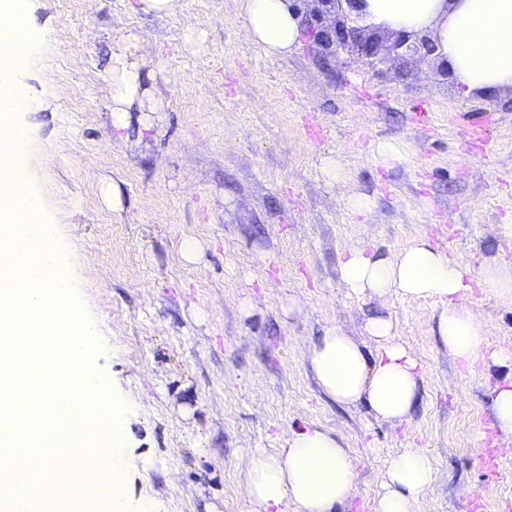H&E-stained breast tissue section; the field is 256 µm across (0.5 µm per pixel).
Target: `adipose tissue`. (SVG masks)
<instances>
[{
	"label": "adipose tissue",
	"mask_w": 512,
	"mask_h": 512,
	"mask_svg": "<svg viewBox=\"0 0 512 512\" xmlns=\"http://www.w3.org/2000/svg\"><path fill=\"white\" fill-rule=\"evenodd\" d=\"M364 9L385 28L434 31L463 94L512 88V0H365ZM239 13L246 36L267 54H288L301 42L300 20L288 0H239ZM146 93L139 64L123 53L113 56V125L127 127ZM340 278L361 299L394 294L434 300L441 307L437 335L458 361L512 368V350L492 348L490 330L470 303L479 287L512 304V266L489 262L476 272L422 237L394 255L351 247ZM365 330L374 351L332 331L313 346L311 368L336 403L361 404L376 418L402 421L418 401L421 366L389 316H369ZM356 478L349 450L336 436L307 425L291 430L276 454L253 452L244 487L256 512H335L354 495ZM433 479L428 455L403 449L386 465L374 512H413Z\"/></svg>",
	"instance_id": "adipose-tissue-1"
}]
</instances>
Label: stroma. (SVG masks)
Returning a JSON list of instances; mask_svg holds the SVG:
<instances>
[{"mask_svg": "<svg viewBox=\"0 0 512 512\" xmlns=\"http://www.w3.org/2000/svg\"><path fill=\"white\" fill-rule=\"evenodd\" d=\"M22 3L40 63L16 77L40 106L15 115L27 140L19 176L55 227L100 346L93 371L130 410L119 431L123 512H255L243 489L250 452L273 453L304 425L355 459V497L337 512L372 505L404 448L422 449L435 470L415 512H466L474 500L512 512V441L495 438L496 476L480 462L507 369L461 364L436 334L434 301L361 300L339 276L351 247L393 255L422 236L476 270L512 264V239L499 234L512 224V89L466 97L426 65L373 71L307 42L270 56L246 37L238 0H179L167 16L135 0ZM192 30L205 32L203 47L188 44ZM120 53L141 62L148 89L123 130L112 124ZM469 112L491 113L488 142L463 125ZM385 140L407 145L405 164L375 165ZM337 155L339 186L322 170ZM351 191L371 210L353 213ZM186 238L200 247L191 260ZM472 303L494 345L512 350V306L478 289ZM378 312L422 366L401 422L337 404L308 361L334 330L374 350L364 321Z\"/></svg>", "mask_w": 512, "mask_h": 512, "instance_id": "1", "label": "stroma"}]
</instances>
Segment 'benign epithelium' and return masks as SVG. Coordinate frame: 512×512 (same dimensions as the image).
I'll use <instances>...</instances> for the list:
<instances>
[{"label":"benign epithelium","mask_w":512,"mask_h":512,"mask_svg":"<svg viewBox=\"0 0 512 512\" xmlns=\"http://www.w3.org/2000/svg\"><path fill=\"white\" fill-rule=\"evenodd\" d=\"M301 16L304 31L311 34L318 54L341 59L355 55L374 67L387 58L428 64L441 59L439 45L429 32L391 31L381 35L379 27L366 21L363 0H289Z\"/></svg>","instance_id":"1"}]
</instances>
